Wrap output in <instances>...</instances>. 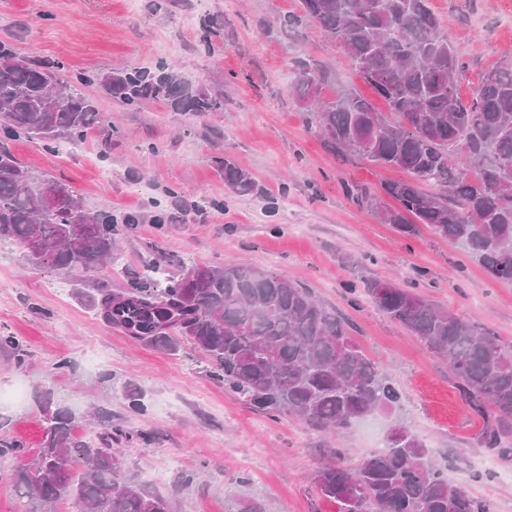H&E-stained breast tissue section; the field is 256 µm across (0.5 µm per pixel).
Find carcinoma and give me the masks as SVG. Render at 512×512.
Returning a JSON list of instances; mask_svg holds the SVG:
<instances>
[{
	"mask_svg": "<svg viewBox=\"0 0 512 512\" xmlns=\"http://www.w3.org/2000/svg\"><path fill=\"white\" fill-rule=\"evenodd\" d=\"M277 23L284 30L315 24L388 106L377 111L352 87L325 98L329 74L318 62L300 63L289 86L307 127L331 149L406 173L384 184L385 196L361 190L357 199L380 223L403 233L425 224L491 278L512 280V60L486 69L472 97L463 98L457 75L464 62L431 0H299L298 11ZM93 85L124 106L162 101L173 112L224 111L223 97L164 64L72 74L63 60L27 58L0 41V242L15 243L32 268L94 272L112 260L124 225L139 221L129 215L120 226L77 202L68 211L53 208L47 192L66 185L37 176L10 150L18 139L53 150L103 130L107 120L86 93ZM219 167L231 194L260 192L231 156ZM178 266L156 290L138 281L121 292L102 291L93 302L96 317L169 352L191 342L212 376L253 408L314 429L348 428L398 409V388L310 289L252 265ZM364 291L448 360L484 419L476 447L512 453L504 447L512 436V348L411 288L370 280ZM40 408V448L11 474L19 512H55L63 498L73 512H173L172 494L128 478L120 449L112 447L114 439L148 442V433L108 427L100 442L86 441L77 433L79 417L55 405L51 389ZM315 483L340 512H489L448 483L422 439L400 424L386 433L384 452L355 470L325 469Z\"/></svg>",
	"mask_w": 512,
	"mask_h": 512,
	"instance_id": "obj_1",
	"label": "carcinoma"
}]
</instances>
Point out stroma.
Listing matches in <instances>:
<instances>
[{"label":"stroma","instance_id":"1","mask_svg":"<svg viewBox=\"0 0 512 512\" xmlns=\"http://www.w3.org/2000/svg\"><path fill=\"white\" fill-rule=\"evenodd\" d=\"M466 63L457 77L470 97L481 73L512 57V0H431ZM297 0H169L155 12L149 0H0V40L26 56L61 59L72 71L105 73L125 67L174 65L203 92L224 97V109L198 117L150 102L120 106L89 87L111 126L78 149L44 150L29 140L14 155L36 174L68 184L85 208L135 214L115 264L90 274L23 267L19 248L0 242V332L16 336L20 352L0 350V388L19 386L23 398L0 405V440L36 452L44 370L57 404L105 420L82 423L94 437L106 426L145 431L149 443L122 448L127 474L149 489L175 492L176 512H237L244 501L269 512H339L319 495L318 471L339 463L354 469L370 455L367 425L315 431L292 416H271L248 405L213 378L190 344L170 353L97 319L88 297L119 291L156 261L189 259L209 265L268 267L310 288L335 308L350 334L401 389L395 417L414 430L445 469L448 480L512 512V457L492 456L474 470L470 458L484 420L467 405L454 371L419 337L390 321L366 296L349 301L348 281H396L457 316L477 320L512 347V282L491 279L448 239L418 225L410 234L379 223L353 198V188L379 189L402 179L347 152L331 151L307 129L288 84L297 62L316 58L331 70L324 90H373L351 67L343 48L311 27L275 28L278 14ZM220 17L213 50L201 43V21ZM259 184L238 197L224 187L217 164L224 153ZM207 196L201 215L184 205ZM164 223H155V216ZM143 394L146 413L129 407ZM194 482L180 487L182 475Z\"/></svg>","mask_w":512,"mask_h":512}]
</instances>
